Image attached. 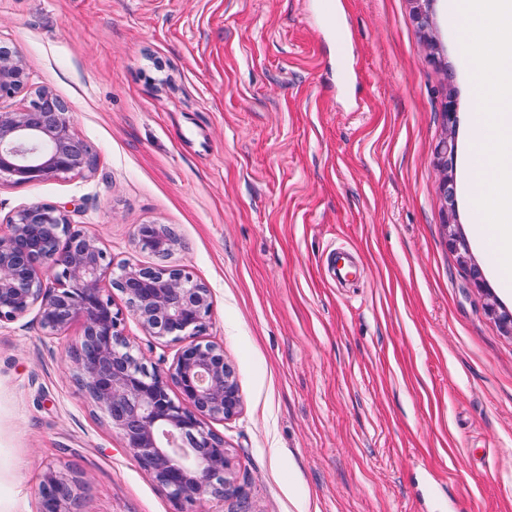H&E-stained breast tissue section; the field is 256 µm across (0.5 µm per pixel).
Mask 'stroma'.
Segmentation results:
<instances>
[{"label": "stroma", "instance_id": "stroma-1", "mask_svg": "<svg viewBox=\"0 0 512 512\" xmlns=\"http://www.w3.org/2000/svg\"><path fill=\"white\" fill-rule=\"evenodd\" d=\"M0 0V43L71 107L93 170L0 177V234L36 203L70 210L113 265L163 260L211 291L204 341L242 408L223 435L240 496L180 508L72 378L82 321L0 323V512H39L47 467L82 512H512V292L469 285L448 244L434 148L469 137L477 84L462 13L431 0ZM441 45L429 63L427 37ZM457 108L442 117L444 94ZM124 334L148 367L180 345ZM135 243L140 251L165 258L174 250L176 239L165 224H140L136 228Z\"/></svg>", "mask_w": 512, "mask_h": 512}]
</instances>
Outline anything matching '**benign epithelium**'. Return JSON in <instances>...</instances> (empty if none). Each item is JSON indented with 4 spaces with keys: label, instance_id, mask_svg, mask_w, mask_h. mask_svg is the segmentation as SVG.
Listing matches in <instances>:
<instances>
[{
    "label": "benign epithelium",
    "instance_id": "1",
    "mask_svg": "<svg viewBox=\"0 0 512 512\" xmlns=\"http://www.w3.org/2000/svg\"><path fill=\"white\" fill-rule=\"evenodd\" d=\"M28 87L26 62L1 45L0 101ZM454 153L451 136L436 149L437 164L445 172L448 243L466 265L471 262L468 244L453 224ZM92 166L91 153L73 132L72 111L52 91L38 88L28 105L0 108V175L24 185ZM9 225L10 234L0 236V322L35 308L46 335L56 336L83 320V339L70 351L74 379L144 470L177 504L240 495L224 438L204 423L206 418L229 420L242 407L224 349L199 341L212 310L210 289L185 270L164 265L126 264L112 270V257L75 228L61 206L33 204L19 210ZM135 243L140 251L165 258L176 239L165 224H139ZM41 268L56 285L44 283ZM107 273L144 331L182 343L165 372L149 370L133 352L121 329L123 313L101 287ZM485 311L512 335V313L499 310L495 301ZM173 387L179 390L178 401L169 394ZM38 497L40 512H79L76 480L64 472L48 469Z\"/></svg>",
    "mask_w": 512,
    "mask_h": 512
}]
</instances>
